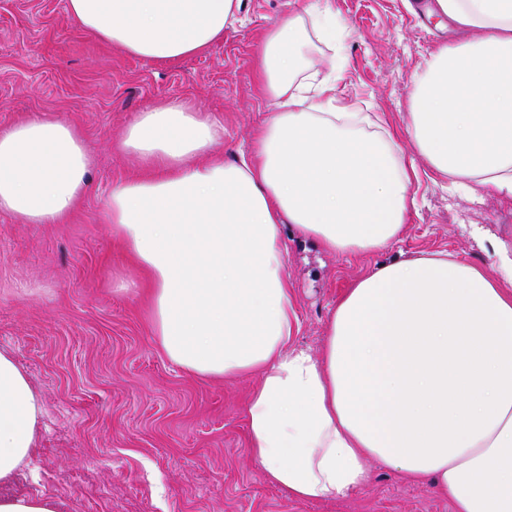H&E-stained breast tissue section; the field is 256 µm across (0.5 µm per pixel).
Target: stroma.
Masks as SVG:
<instances>
[{
    "label": "stroma",
    "mask_w": 512,
    "mask_h": 512,
    "mask_svg": "<svg viewBox=\"0 0 512 512\" xmlns=\"http://www.w3.org/2000/svg\"><path fill=\"white\" fill-rule=\"evenodd\" d=\"M307 0H242L241 20L201 55L156 61L125 54L79 30L67 0H0V127L48 114L79 127L93 158L92 183L58 224L0 215V349L9 352L43 408L39 448L21 491L60 512H453L430 487L378 468L352 500L299 503L265 482L247 455L244 410L253 378L202 382L169 361L147 322L130 262L105 217L113 183L136 177L117 142L137 112L187 99L224 122L221 150L249 151L272 107L257 91L258 38ZM344 27L339 47L312 40L308 62L337 70L336 97L399 130L415 159V207L390 249L407 259L445 251L488 266L463 232L482 225L512 244V203L450 192L404 128L413 80L455 34L413 0H325ZM372 254H327L288 244L287 273L298 343L319 350L340 294L376 263Z\"/></svg>",
    "instance_id": "1"
}]
</instances>
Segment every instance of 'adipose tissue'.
Instances as JSON below:
<instances>
[{
  "mask_svg": "<svg viewBox=\"0 0 512 512\" xmlns=\"http://www.w3.org/2000/svg\"><path fill=\"white\" fill-rule=\"evenodd\" d=\"M241 0H68L82 30L137 57L206 51ZM459 32L416 75L408 133L435 175L512 200V0H434ZM302 19L258 44L274 110L249 155L218 153L224 123L172 99L138 112L120 148L142 177L113 184L112 233L149 278L145 309L166 357L194 377L258 375L249 457L300 503L352 499L374 467L427 483L454 512H512V247L491 268L444 253L383 261L342 294L319 351L298 345L289 240L330 254L383 252L410 219L419 177L390 132L342 111L305 66ZM93 161L82 131L35 114L0 128V213L57 224ZM42 416L0 352V485L33 456Z\"/></svg>",
  "mask_w": 512,
  "mask_h": 512,
  "instance_id": "ef3b65f1",
  "label": "adipose tissue"
}]
</instances>
